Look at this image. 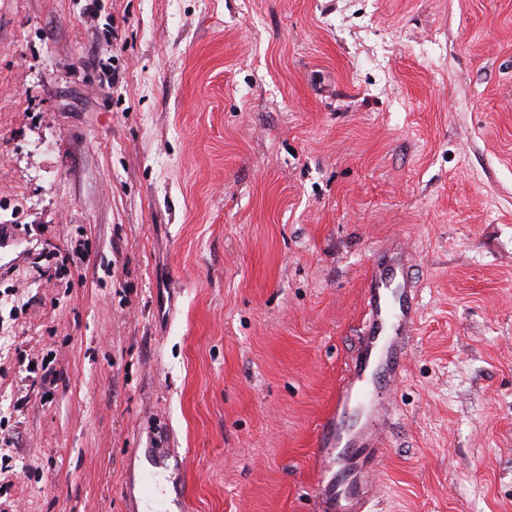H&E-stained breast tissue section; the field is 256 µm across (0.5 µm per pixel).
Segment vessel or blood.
<instances>
[{"mask_svg":"<svg viewBox=\"0 0 512 512\" xmlns=\"http://www.w3.org/2000/svg\"><path fill=\"white\" fill-rule=\"evenodd\" d=\"M406 262L399 251L365 273L366 332L316 433L321 512H367L375 498L377 464L387 454L383 430L393 414L379 386L402 380L404 339L419 318L416 293L404 278Z\"/></svg>","mask_w":512,"mask_h":512,"instance_id":"b4317fda","label":"vessel or blood"}]
</instances>
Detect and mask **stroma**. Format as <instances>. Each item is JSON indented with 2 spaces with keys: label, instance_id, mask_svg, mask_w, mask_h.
Returning a JSON list of instances; mask_svg holds the SVG:
<instances>
[{
  "label": "stroma",
  "instance_id": "stroma-1",
  "mask_svg": "<svg viewBox=\"0 0 512 512\" xmlns=\"http://www.w3.org/2000/svg\"><path fill=\"white\" fill-rule=\"evenodd\" d=\"M395 240L372 512H512V0H0V512H317Z\"/></svg>",
  "mask_w": 512,
  "mask_h": 512
}]
</instances>
